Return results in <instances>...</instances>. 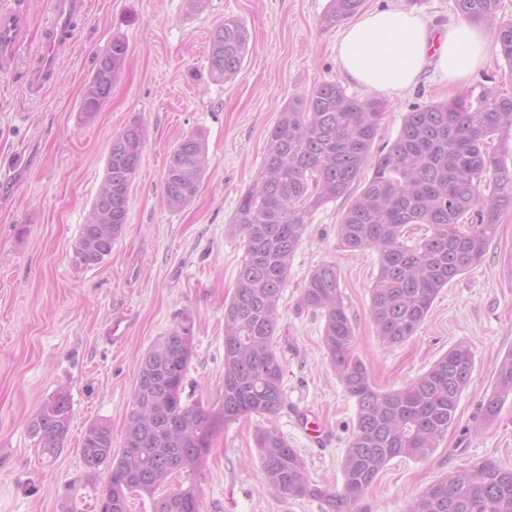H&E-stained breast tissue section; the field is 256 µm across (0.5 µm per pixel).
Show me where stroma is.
<instances>
[{
  "instance_id": "stroma-1",
  "label": "stroma",
  "mask_w": 512,
  "mask_h": 512,
  "mask_svg": "<svg viewBox=\"0 0 512 512\" xmlns=\"http://www.w3.org/2000/svg\"><path fill=\"white\" fill-rule=\"evenodd\" d=\"M76 39L65 49L50 87L29 96L24 71L31 52L0 73V512H100L109 471L87 475L80 446L95 421L121 445L138 361L180 315L192 320L193 356L183 398L217 404L224 395V304L233 292L242 243L226 227L264 155L267 135L294 94L323 81L348 95L366 88L343 80L336 62L339 29H322L328 0H87ZM363 10L400 8L430 25L455 21L453 0H364ZM235 17L250 32L249 52L235 80L208 71L213 25ZM126 42L130 62L89 121L79 112L81 88L94 59L112 40ZM456 87L426 67L410 88L386 96L377 147L391 145L414 106L455 96ZM148 130L130 188L127 223L97 267L76 269L73 244L103 183L112 135L133 121ZM206 137L208 166L193 201L180 210L163 200L169 153L187 132ZM344 201L314 213L288 275L276 350L284 364L286 402L275 423L305 459L313 480L341 486V460L356 408L330 365L320 316L298 309L309 273L336 262L355 329V353L376 387L396 389L427 370L455 343L474 352L470 385L458 420L425 460L396 458L367 490L364 512H407L412 499L448 469L493 458L512 465V401L497 420L479 424L498 359L512 350V213L500 219L483 263L451 282L412 339L383 344L370 315L377 254L338 246ZM124 336L113 342L110 332ZM68 389L70 434L53 460L41 456L26 429L42 399ZM326 436L312 437L306 419ZM252 414L214 436L196 477L202 512H324L319 501L271 494L265 487Z\"/></svg>"
}]
</instances>
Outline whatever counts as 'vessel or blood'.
<instances>
[{
  "mask_svg": "<svg viewBox=\"0 0 512 512\" xmlns=\"http://www.w3.org/2000/svg\"><path fill=\"white\" fill-rule=\"evenodd\" d=\"M51 19L45 25L38 44H31V16L20 0L0 8V70H12L20 52L32 47L36 50L37 63L28 69L24 84L30 95L41 94L53 79L59 56L74 37L75 16L86 10V0H51Z\"/></svg>",
  "mask_w": 512,
  "mask_h": 512,
  "instance_id": "obj_1",
  "label": "vessel or blood"
}]
</instances>
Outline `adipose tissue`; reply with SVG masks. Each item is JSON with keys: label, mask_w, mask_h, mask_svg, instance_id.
Wrapping results in <instances>:
<instances>
[{"label": "adipose tissue", "mask_w": 512, "mask_h": 512, "mask_svg": "<svg viewBox=\"0 0 512 512\" xmlns=\"http://www.w3.org/2000/svg\"><path fill=\"white\" fill-rule=\"evenodd\" d=\"M490 42L486 28L466 20L436 35L413 13L369 11L342 31L336 59L347 79L394 94L412 86L430 59L449 84L467 83L483 63Z\"/></svg>", "instance_id": "1"}]
</instances>
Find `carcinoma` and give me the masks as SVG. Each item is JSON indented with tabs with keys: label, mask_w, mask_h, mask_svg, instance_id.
Masks as SVG:
<instances>
[{
	"label": "carcinoma",
	"mask_w": 512,
	"mask_h": 512,
	"mask_svg": "<svg viewBox=\"0 0 512 512\" xmlns=\"http://www.w3.org/2000/svg\"><path fill=\"white\" fill-rule=\"evenodd\" d=\"M500 0H453L456 14L490 28L512 72V19L499 17ZM363 0H329L324 29L357 14ZM249 31L237 18L215 24L208 70L228 82L241 70ZM128 46L112 41L95 58L81 91L80 112L95 117L124 69ZM387 104L349 96L325 81L292 96L267 136L253 183L240 196L228 232L243 240L234 292L224 305V398L217 408L183 399L193 354L192 320L180 316L139 360L119 450L112 429L91 423L81 458L94 474L110 468L102 512H128L132 495L148 497L151 512H201L195 476L217 429L245 415L268 425L255 444L266 488L292 499L323 502L325 512H360L380 471L397 457L425 460L457 420L470 384L474 353L459 341L404 386L378 389L354 352V329L333 262L315 267L297 305L321 315L322 343L345 392L355 401L356 423L342 459V487L314 481L298 451L272 421L286 401L284 366L276 351L279 305L294 255L313 214L327 203L349 204L337 227L339 247L371 248L377 274L370 287L376 335L398 345L416 335L443 288L480 265L501 217L512 213V95L492 88L465 90L419 106L403 117L390 148L373 152ZM498 139L499 148H489ZM145 129L133 121L112 137L105 180L73 246L77 268H92L112 253L127 221L129 193L139 171ZM208 163L200 132L174 146L163 177L164 201L181 209L196 196ZM362 185L358 193L353 187ZM424 228L413 245V227ZM512 400V350L497 362L491 391L481 404L483 422L495 421ZM73 417L71 396L59 389L41 403L28 432L41 455L57 458ZM188 485L163 492L172 477ZM408 512H512V465L486 458L448 470L415 497Z\"/></svg>",
	"instance_id": "cac0c4a2"
}]
</instances>
